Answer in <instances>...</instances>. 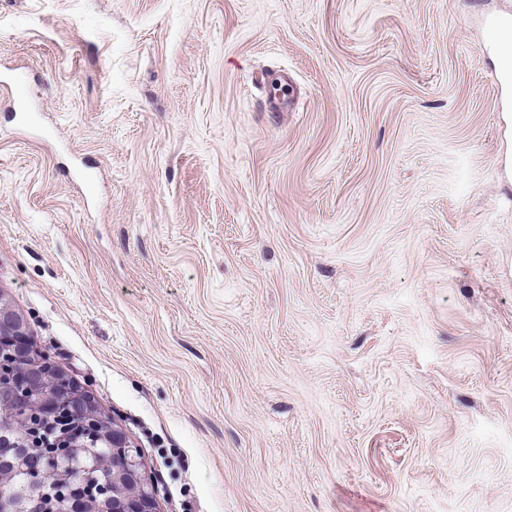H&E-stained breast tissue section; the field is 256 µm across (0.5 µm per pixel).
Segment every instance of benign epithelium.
<instances>
[{
    "mask_svg": "<svg viewBox=\"0 0 512 512\" xmlns=\"http://www.w3.org/2000/svg\"><path fill=\"white\" fill-rule=\"evenodd\" d=\"M29 333L25 318L0 291V392L10 394L9 401L0 403V423L22 411L24 446L42 449L54 465L79 440L106 443L120 467L112 485H99L97 493L112 500V512H159L155 483L145 473L140 449L111 416L100 412L87 388L53 362L31 360L13 346V337Z\"/></svg>",
    "mask_w": 512,
    "mask_h": 512,
    "instance_id": "1",
    "label": "benign epithelium"
}]
</instances>
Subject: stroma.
Here are the masks:
<instances>
[{
    "label": "stroma",
    "instance_id": "35a3bbf8",
    "mask_svg": "<svg viewBox=\"0 0 512 512\" xmlns=\"http://www.w3.org/2000/svg\"><path fill=\"white\" fill-rule=\"evenodd\" d=\"M501 16L0 0V291L160 512H512Z\"/></svg>",
    "mask_w": 512,
    "mask_h": 512
}]
</instances>
